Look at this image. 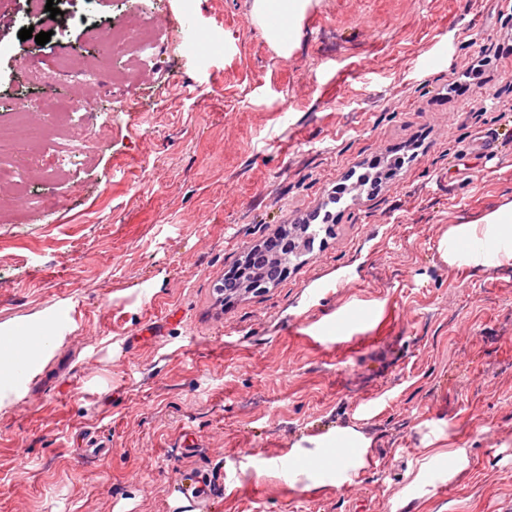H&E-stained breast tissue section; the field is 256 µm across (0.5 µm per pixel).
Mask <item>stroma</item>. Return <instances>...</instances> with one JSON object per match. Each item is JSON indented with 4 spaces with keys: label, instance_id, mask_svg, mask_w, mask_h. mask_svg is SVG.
I'll return each instance as SVG.
<instances>
[{
    "label": "stroma",
    "instance_id": "35a3bbf8",
    "mask_svg": "<svg viewBox=\"0 0 512 512\" xmlns=\"http://www.w3.org/2000/svg\"><path fill=\"white\" fill-rule=\"evenodd\" d=\"M252 3L60 0L42 46L18 36L43 29L29 0L0 10V110L80 99L92 129L65 155L16 145L18 175L40 180L0 206V324L71 313L0 412V512H180L191 474L224 487L195 512L512 504V265L439 249L512 202V0H312L286 58ZM134 15L165 39L114 82L93 34ZM188 25L213 52L187 53ZM88 53L96 78L30 79ZM486 56L491 81L449 94ZM374 166L389 177L359 190ZM325 210L331 232L275 286L216 292ZM346 425L372 440L352 482H289L291 447ZM458 448L465 469L417 481Z\"/></svg>",
    "mask_w": 512,
    "mask_h": 512
}]
</instances>
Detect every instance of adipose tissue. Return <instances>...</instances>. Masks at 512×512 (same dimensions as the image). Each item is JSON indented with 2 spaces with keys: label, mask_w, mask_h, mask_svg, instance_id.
I'll return each instance as SVG.
<instances>
[{
  "label": "adipose tissue",
  "mask_w": 512,
  "mask_h": 512,
  "mask_svg": "<svg viewBox=\"0 0 512 512\" xmlns=\"http://www.w3.org/2000/svg\"><path fill=\"white\" fill-rule=\"evenodd\" d=\"M310 0H254L252 15L261 24L266 40L282 56L292 51L300 24ZM271 16L283 18L287 30L268 25ZM439 249L448 262L454 265H480L494 268L501 262L512 261V202L487 214L478 224H455L442 237ZM34 338L24 355H17L12 348L14 332L0 329V410L10 405L20 387L21 370L34 369L49 346L58 340L56 333L42 325L31 326ZM371 440L352 426L339 427L314 438L311 447L293 446L288 454V479L296 481L305 477L309 488L322 483V461L326 453L342 459L343 467L336 471L337 485L350 482L353 474L363 466L364 456Z\"/></svg>",
  "instance_id": "adipose-tissue-1"
}]
</instances>
